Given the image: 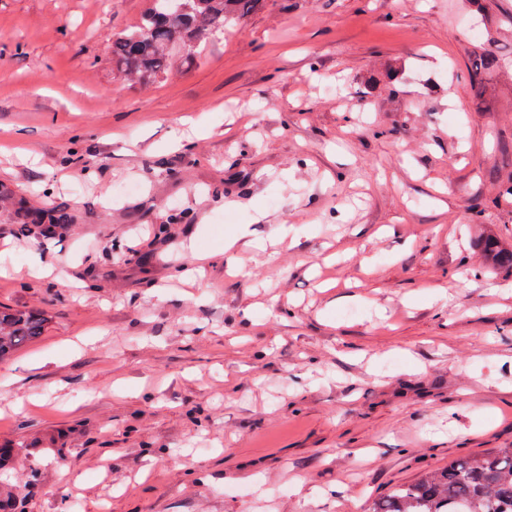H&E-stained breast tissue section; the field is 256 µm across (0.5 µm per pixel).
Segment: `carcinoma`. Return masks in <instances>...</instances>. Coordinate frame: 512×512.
Segmentation results:
<instances>
[{"label":"carcinoma","mask_w":512,"mask_h":512,"mask_svg":"<svg viewBox=\"0 0 512 512\" xmlns=\"http://www.w3.org/2000/svg\"><path fill=\"white\" fill-rule=\"evenodd\" d=\"M264 0H150L139 20L112 33V69L125 80L148 86L196 62L200 50L256 12ZM470 82L500 68L499 56L472 51ZM27 223L49 233L65 218L52 211L26 212ZM493 269H512V249L495 239L484 245ZM43 315L0 310V362L42 336ZM370 512H512V448L458 458L419 478L396 485L373 502Z\"/></svg>","instance_id":"carcinoma-1"}]
</instances>
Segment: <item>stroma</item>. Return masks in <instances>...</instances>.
<instances>
[{"mask_svg": "<svg viewBox=\"0 0 512 512\" xmlns=\"http://www.w3.org/2000/svg\"><path fill=\"white\" fill-rule=\"evenodd\" d=\"M145 0H0L14 512H368L512 448V0H267L148 90ZM66 221L23 227L18 201ZM472 69L470 73V82L474 89L480 91L483 89V76L489 71L500 68L501 59L498 55L484 50L482 47L472 51ZM483 252L492 269L508 267L512 270V249H505L497 240L489 239L484 245ZM45 319L36 311L0 310V362L42 336Z\"/></svg>", "mask_w": 512, "mask_h": 512, "instance_id": "35a3bbf8", "label": "stroma"}]
</instances>
